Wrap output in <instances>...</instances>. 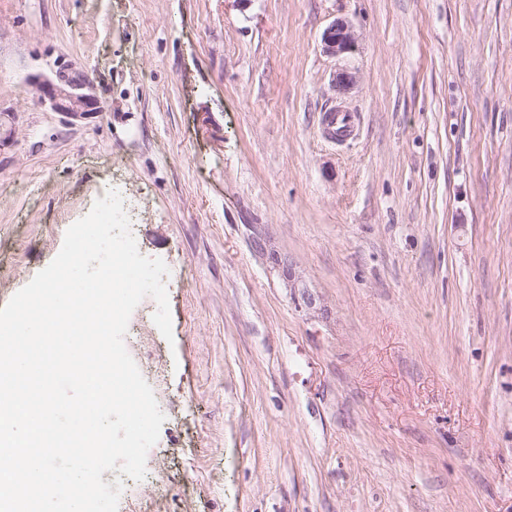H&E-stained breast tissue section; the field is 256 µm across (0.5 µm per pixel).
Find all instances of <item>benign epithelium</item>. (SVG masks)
<instances>
[{
	"label": "benign epithelium",
	"mask_w": 512,
	"mask_h": 512,
	"mask_svg": "<svg viewBox=\"0 0 512 512\" xmlns=\"http://www.w3.org/2000/svg\"><path fill=\"white\" fill-rule=\"evenodd\" d=\"M323 50L329 55L349 53L355 39L349 24L337 20L322 35ZM41 100L54 112L77 117L99 111L98 100L86 76L69 64L56 66L52 75L36 79Z\"/></svg>",
	"instance_id": "7a95c632"
}]
</instances>
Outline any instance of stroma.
Segmentation results:
<instances>
[{
	"mask_svg": "<svg viewBox=\"0 0 512 512\" xmlns=\"http://www.w3.org/2000/svg\"><path fill=\"white\" fill-rule=\"evenodd\" d=\"M116 183L173 329L118 512H512V0H0V308ZM322 43L324 52L333 56L352 52L355 48L354 35L349 24L343 20H336L326 28ZM41 100L52 111L77 117L99 112V103L86 76L72 67L60 63L51 76L36 79Z\"/></svg>",
	"mask_w": 512,
	"mask_h": 512,
	"instance_id": "stroma-1",
	"label": "stroma"
}]
</instances>
